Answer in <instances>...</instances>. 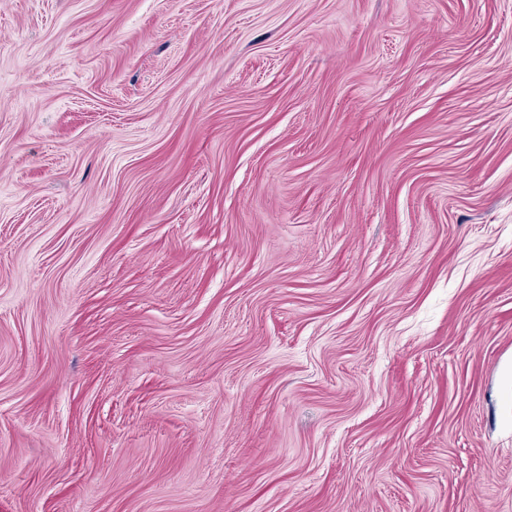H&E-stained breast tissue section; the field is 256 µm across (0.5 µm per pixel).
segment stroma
Wrapping results in <instances>:
<instances>
[{"mask_svg": "<svg viewBox=\"0 0 512 512\" xmlns=\"http://www.w3.org/2000/svg\"><path fill=\"white\" fill-rule=\"evenodd\" d=\"M0 512H512V0H0Z\"/></svg>", "mask_w": 512, "mask_h": 512, "instance_id": "1", "label": "stroma"}]
</instances>
